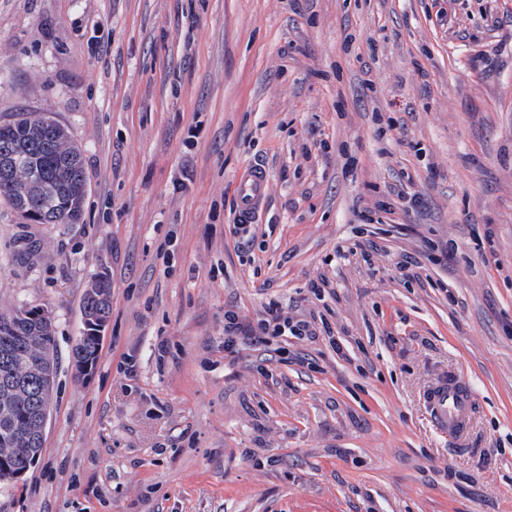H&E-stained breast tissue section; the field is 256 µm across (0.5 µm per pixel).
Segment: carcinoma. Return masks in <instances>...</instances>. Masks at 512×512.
Wrapping results in <instances>:
<instances>
[{
  "instance_id": "carcinoma-1",
  "label": "carcinoma",
  "mask_w": 512,
  "mask_h": 512,
  "mask_svg": "<svg viewBox=\"0 0 512 512\" xmlns=\"http://www.w3.org/2000/svg\"><path fill=\"white\" fill-rule=\"evenodd\" d=\"M21 187L43 201L37 223L76 224L81 219L88 190L82 153L49 112H20L0 125V200L25 218L17 200ZM55 353L53 323L33 314V308L0 315V385L17 382L37 395L40 378L33 367L56 370ZM38 408L36 399L23 410L0 403V448L15 449L0 460V468H26L29 450L37 447L30 436Z\"/></svg>"
}]
</instances>
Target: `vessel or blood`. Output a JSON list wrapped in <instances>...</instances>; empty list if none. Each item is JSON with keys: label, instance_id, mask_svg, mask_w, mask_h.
<instances>
[{"label": "vessel or blood", "instance_id": "vessel-or-blood-1", "mask_svg": "<svg viewBox=\"0 0 512 512\" xmlns=\"http://www.w3.org/2000/svg\"><path fill=\"white\" fill-rule=\"evenodd\" d=\"M267 172L260 166H249L238 174L237 221L251 224L263 207ZM436 428L440 434L464 437L468 430L472 395L457 376L438 379L426 395Z\"/></svg>", "mask_w": 512, "mask_h": 512}]
</instances>
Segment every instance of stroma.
Wrapping results in <instances>:
<instances>
[{"mask_svg": "<svg viewBox=\"0 0 512 512\" xmlns=\"http://www.w3.org/2000/svg\"><path fill=\"white\" fill-rule=\"evenodd\" d=\"M20 112L68 127L88 195L76 224L0 202V313L47 308L59 356L0 512H512V0H0ZM272 299L338 347L225 356V307ZM451 373L462 450L425 405ZM267 187V172L261 166H249L238 174V209L236 228L246 230L254 224L263 207Z\"/></svg>", "mask_w": 512, "mask_h": 512, "instance_id": "35a3bbf8", "label": "stroma"}]
</instances>
